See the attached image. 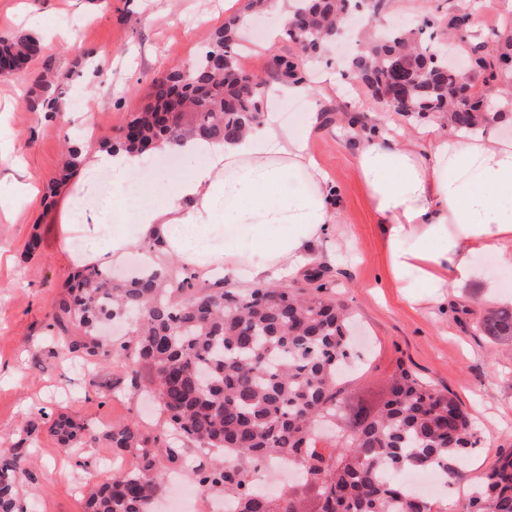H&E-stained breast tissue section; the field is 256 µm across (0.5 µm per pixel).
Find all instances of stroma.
Masks as SVG:
<instances>
[{
    "label": "stroma",
    "instance_id": "obj_1",
    "mask_svg": "<svg viewBox=\"0 0 512 512\" xmlns=\"http://www.w3.org/2000/svg\"><path fill=\"white\" fill-rule=\"evenodd\" d=\"M245 0H0V35L23 32L45 49L22 77L0 76V194L7 196L14 164H24L37 188L35 198L15 213L0 210V449L25 440L18 477L26 512H83L87 492L106 480L105 460L131 469L136 458L116 452L104 433L136 423L154 430L159 417L150 402L123 379L117 365H96L61 346L49 325L58 288L69 274L58 236V199L49 187L58 177L65 139L85 152L121 135L130 113L150 101L154 78L191 63L210 33L242 11ZM473 0H386L381 18L397 23L437 13H458ZM69 17L66 26L59 17ZM278 15L258 20V38L244 67L276 83L272 59L295 55L278 32ZM52 60L66 93L79 106L64 116L30 112L26 104L45 60ZM336 96L324 100L335 118L310 138V150L339 189L346 217L324 243L336 261L320 268L329 294L354 309L359 325L350 374L351 392L382 395L398 363L410 366L437 388L451 391L473 417L478 443L455 488L438 500L458 499L499 455L512 451V349L496 345L476 328L484 308L512 299L503 287L511 268L491 254L475 255L494 293L481 285L452 288L448 306L431 310L410 303L384 275L381 231L366 207L354 165L351 137L338 115L383 112L380 133L415 132L417 121L384 110L354 76L331 71ZM94 424L96 441L62 447L49 431L58 414ZM37 433L26 437L28 424Z\"/></svg>",
    "mask_w": 512,
    "mask_h": 512
}]
</instances>
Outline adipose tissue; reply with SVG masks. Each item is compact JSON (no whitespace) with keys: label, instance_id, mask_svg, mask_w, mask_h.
Masks as SVG:
<instances>
[{"label":"adipose tissue","instance_id":"1","mask_svg":"<svg viewBox=\"0 0 512 512\" xmlns=\"http://www.w3.org/2000/svg\"><path fill=\"white\" fill-rule=\"evenodd\" d=\"M321 120L316 106L296 127L269 111L235 140L185 139L178 153L189 169L176 177L137 152H94L78 180L84 194L67 199L59 226L68 264L119 265L150 243L152 266L173 258L204 279L220 268L228 285L293 276L341 221L336 188L309 150ZM354 164L386 277L412 304L441 308L449 289L480 282L476 254L512 264V142L491 132L463 140L437 123L403 141L361 132ZM99 173L111 194H98ZM133 175L144 182L128 206Z\"/></svg>","mask_w":512,"mask_h":512}]
</instances>
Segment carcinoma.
<instances>
[{
    "label": "carcinoma",
    "mask_w": 512,
    "mask_h": 512,
    "mask_svg": "<svg viewBox=\"0 0 512 512\" xmlns=\"http://www.w3.org/2000/svg\"><path fill=\"white\" fill-rule=\"evenodd\" d=\"M362 7L369 33L351 70L373 95L395 92L391 110L420 119L442 115L464 137L484 131L491 110L512 112L508 94L493 101L482 92L452 100L450 91L473 86L475 75L487 87L512 82V38L492 56L473 45L462 52L466 66H448L443 35L455 24L453 16L439 21L434 38L420 23L377 29L381 0H291L290 13L306 15V25L285 23L281 35L300 51L319 54L326 29ZM270 8L268 0H248L243 13L210 34L190 70L175 67L153 80V103L131 113L124 134L102 148L141 153L187 135L226 141L256 126L268 86L244 68L241 48L252 17ZM42 52L34 38L0 36V61L12 69L29 67ZM302 64L298 56L273 59L279 78L297 77ZM396 65L403 82L395 91ZM64 95L46 63L28 108L54 113ZM83 162L81 146L67 147L51 193ZM197 279L187 273L176 280L145 264L122 276L88 266L61 286L52 323L57 336L91 363L120 362L134 388H150L162 415L152 434L137 424L106 431L111 447L133 451L136 466L92 488L84 512H149L163 480L162 461L181 458L178 441L224 453V460L211 459L193 476L201 487L237 500L238 512H512V452L498 458L463 505L439 506L398 482L406 471H442L455 479L477 443L457 398L404 364L378 405L346 420L341 369L350 355L354 313L323 286L259 284L241 292ZM478 330L511 346L512 307L486 310ZM325 427L335 439L319 448ZM50 432L64 446L96 437L94 427L63 414ZM282 460L300 470L301 480L274 496L256 489L261 468ZM20 472V453L1 452L0 512H24L16 489Z\"/></svg>",
    "instance_id": "1"
}]
</instances>
